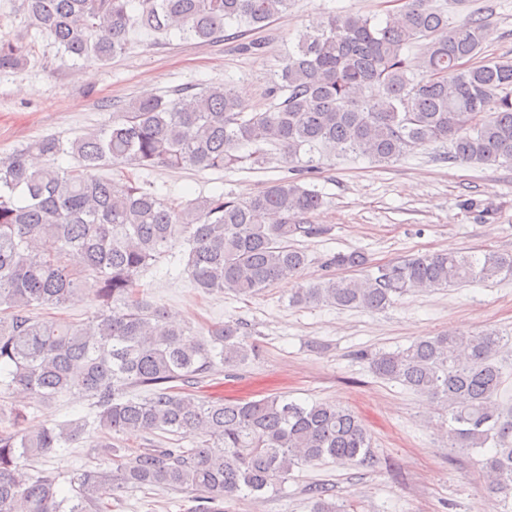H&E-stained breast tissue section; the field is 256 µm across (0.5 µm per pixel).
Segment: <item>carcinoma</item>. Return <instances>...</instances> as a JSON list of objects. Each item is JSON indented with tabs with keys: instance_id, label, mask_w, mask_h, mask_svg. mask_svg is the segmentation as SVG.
<instances>
[{
	"instance_id": "1",
	"label": "carcinoma",
	"mask_w": 512,
	"mask_h": 512,
	"mask_svg": "<svg viewBox=\"0 0 512 512\" xmlns=\"http://www.w3.org/2000/svg\"><path fill=\"white\" fill-rule=\"evenodd\" d=\"M292 0H22L26 31L74 59L102 66L147 30L210 43L227 24L262 28ZM488 37L481 12L452 20L432 0H403L382 23L358 12L330 14L299 36L272 77L268 107L238 111L232 87L214 83L174 97H142L112 123L70 140L49 136L0 158V512H112L113 492H187L193 512H224L246 492L277 489L294 470L330 458L364 465L371 437L351 409L260 399L201 398L193 386L230 377L260 351L238 322L198 332L169 320L139 278L172 245H187L186 271L205 293L253 296L297 279L307 254L290 242L327 234L310 217L323 196L280 179L247 197L224 193L167 203L130 176L122 192L100 171L224 170L272 154L288 164L315 154L353 153L377 164L448 144L452 162L512 165V62L479 60ZM416 46L413 56L406 49ZM32 46L0 39V72L27 66ZM253 147L243 154L241 150ZM70 156L77 166L63 168ZM360 251L326 266L356 269ZM512 277V252L412 256L363 277L324 276L290 289L295 306L380 311L404 294ZM86 295L91 319L60 325L35 314ZM512 336L491 327L427 336L371 358L378 377L435 402L448 416V446L480 453L487 489L512 512V408L503 409L502 362ZM88 414L29 430L17 395L38 403L60 395ZM200 436L192 448L164 439ZM158 437L120 448L115 436ZM88 444L116 465L84 467L66 480L34 462ZM310 512H343L323 487Z\"/></svg>"
}]
</instances>
